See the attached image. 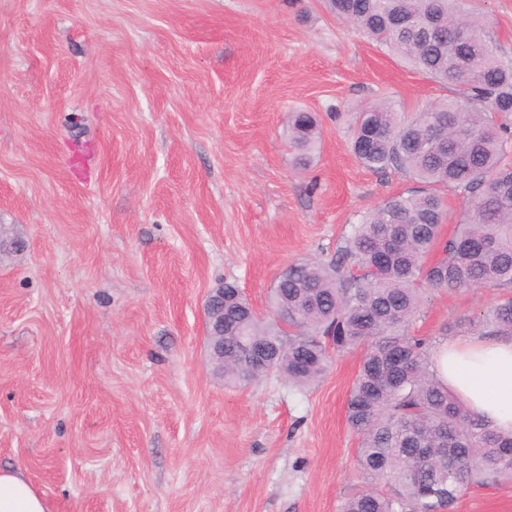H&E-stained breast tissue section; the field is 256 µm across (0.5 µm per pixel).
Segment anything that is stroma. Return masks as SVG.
I'll return each mask as SVG.
<instances>
[{"label":"stroma","instance_id":"stroma-1","mask_svg":"<svg viewBox=\"0 0 512 512\" xmlns=\"http://www.w3.org/2000/svg\"><path fill=\"white\" fill-rule=\"evenodd\" d=\"M512 59V0H465ZM324 0H0V467L51 512H341L373 486L346 402L363 355L318 382L228 384L203 304L236 283L266 312L279 273L329 261L387 198L349 113L455 98ZM322 141L297 168L288 115ZM500 291L428 292L431 343ZM453 512H512V484Z\"/></svg>","mask_w":512,"mask_h":512}]
</instances>
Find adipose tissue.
Instances as JSON below:
<instances>
[{
  "mask_svg": "<svg viewBox=\"0 0 512 512\" xmlns=\"http://www.w3.org/2000/svg\"><path fill=\"white\" fill-rule=\"evenodd\" d=\"M439 380L493 428L512 433V336L446 339L432 355ZM0 512H50L20 469L0 468Z\"/></svg>",
  "mask_w": 512,
  "mask_h": 512,
  "instance_id": "obj_1",
  "label": "adipose tissue"
}]
</instances>
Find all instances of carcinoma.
Listing matches in <instances>:
<instances>
[{"mask_svg": "<svg viewBox=\"0 0 512 512\" xmlns=\"http://www.w3.org/2000/svg\"><path fill=\"white\" fill-rule=\"evenodd\" d=\"M336 18L461 98L408 117L381 101L353 114L352 149L375 172L403 171L467 194L454 234L437 194L392 196L353 227L336 261L292 263L272 290L288 311L259 317L224 283V382L278 373L318 381L331 354L363 348L346 407L363 471L384 483L343 512H449L471 487L512 483V433L469 411L431 369V344L411 334L425 288H493L506 295L466 332L512 336V59L459 0H327ZM294 161L306 167L321 139L310 112L288 115ZM441 256L428 258L436 251Z\"/></svg>", "mask_w": 512, "mask_h": 512, "instance_id": "1", "label": "carcinoma"}]
</instances>
